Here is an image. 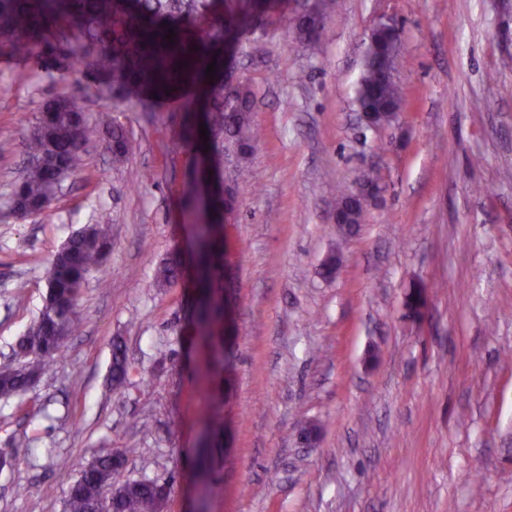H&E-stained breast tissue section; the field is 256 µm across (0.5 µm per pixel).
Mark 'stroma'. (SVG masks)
Returning <instances> with one entry per match:
<instances>
[{"instance_id": "1", "label": "stroma", "mask_w": 512, "mask_h": 512, "mask_svg": "<svg viewBox=\"0 0 512 512\" xmlns=\"http://www.w3.org/2000/svg\"><path fill=\"white\" fill-rule=\"evenodd\" d=\"M275 6L224 72L255 99L251 181L232 185L224 221V344L211 384L223 446L199 492L203 349L191 281L156 287L186 252L182 195L194 165L178 144L177 102L119 103L82 65L46 77L0 51V367L37 318L50 262L87 224L112 249L87 278L83 322L22 394L0 398V512H62L92 459L132 449L121 479L165 484V512H512V9L501 0H326V35L295 32L293 0ZM400 29L390 126L357 119L367 36ZM81 94L108 139L42 212L11 213L23 144L44 99ZM375 181L357 234L336 229L338 187ZM343 249L337 275L326 258ZM421 311L412 314L411 300ZM129 373L109 382L113 341ZM310 421L325 429L301 446ZM26 441L15 449L17 441ZM182 259L177 252H173L164 259L155 270V283L159 288H164L180 277Z\"/></svg>"}]
</instances>
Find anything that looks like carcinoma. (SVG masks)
Instances as JSON below:
<instances>
[{"mask_svg":"<svg viewBox=\"0 0 512 512\" xmlns=\"http://www.w3.org/2000/svg\"><path fill=\"white\" fill-rule=\"evenodd\" d=\"M270 7L269 0H0V49L19 51L38 68H54L59 47L85 67L97 90L125 99L166 94L181 101L186 136L181 146L206 152L207 164L192 173L188 187L187 219L193 230L198 299L195 325L199 336L213 342L201 375L223 367L224 351L217 340L224 329V155L237 159L236 177L246 176L243 162L252 153L258 130L252 124L253 98L241 84L224 82V46L246 37ZM174 42L164 39L168 30ZM299 39L312 42L325 24L300 21ZM381 30L366 46L356 88L357 107L377 114L376 125L394 119L403 103L394 81L396 43ZM216 62L213 83L202 89L205 101L190 92L206 81V69ZM79 97L46 99L40 106L26 144L28 163L12 190L11 211L21 215L46 207L64 175L78 172L83 154L100 135L112 144L115 162L126 157L124 131L106 116L90 123ZM205 125L203 141L199 125ZM112 247L107 224H88L74 233L55 254L46 278L43 307L17 345L22 365L0 371V397L19 395L43 373L46 361L58 354L67 337L78 332V301L89 274L105 261ZM182 259L174 252L155 270V283L164 288L180 277ZM128 376L125 349L112 345V386H124ZM202 427L195 464L206 479L214 449L221 446L222 418L204 399ZM127 463V452H108L94 458L69 487L64 512H163L167 498L157 482L116 476Z\"/></svg>","mask_w":512,"mask_h":512,"instance_id":"cac0c4a2","label":"carcinoma"}]
</instances>
